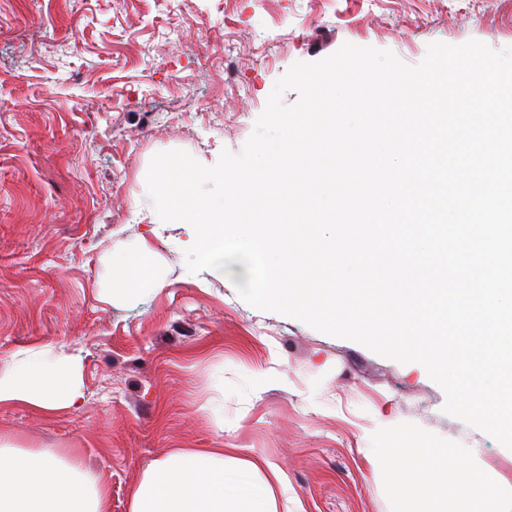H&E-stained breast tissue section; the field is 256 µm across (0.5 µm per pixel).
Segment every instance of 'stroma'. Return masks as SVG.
Listing matches in <instances>:
<instances>
[{
  "instance_id": "35a3bbf8",
  "label": "stroma",
  "mask_w": 512,
  "mask_h": 512,
  "mask_svg": "<svg viewBox=\"0 0 512 512\" xmlns=\"http://www.w3.org/2000/svg\"><path fill=\"white\" fill-rule=\"evenodd\" d=\"M512 46V0H0V357L83 351L85 398L52 417L0 406L24 448H76L112 484V512L174 448H234L288 477V512H418L375 463L428 476L444 448L439 512L476 449L495 487L469 512L512 501V450L444 412L419 363L256 309L246 272L186 268L195 240L162 221L152 157L240 153L275 82L343 44L415 65L433 42ZM152 271L127 288L120 254Z\"/></svg>"
}]
</instances>
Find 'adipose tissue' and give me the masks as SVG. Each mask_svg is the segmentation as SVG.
<instances>
[{"mask_svg":"<svg viewBox=\"0 0 512 512\" xmlns=\"http://www.w3.org/2000/svg\"><path fill=\"white\" fill-rule=\"evenodd\" d=\"M82 357L30 350L0 361V405L54 415L82 402ZM286 474L263 458L223 448H175L131 490V512H278ZM0 512H111L105 478L77 449L19 448L0 438Z\"/></svg>","mask_w":512,"mask_h":512,"instance_id":"1","label":"adipose tissue"}]
</instances>
